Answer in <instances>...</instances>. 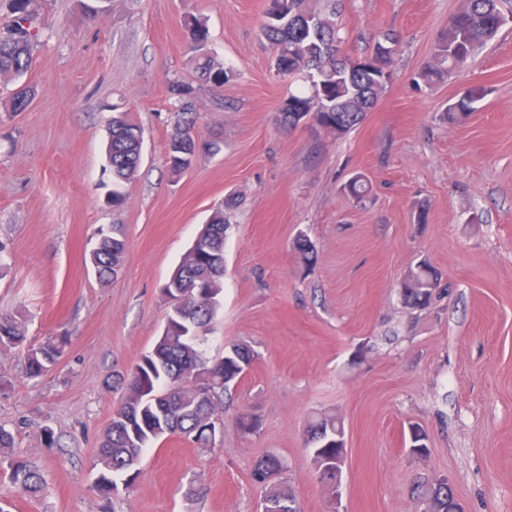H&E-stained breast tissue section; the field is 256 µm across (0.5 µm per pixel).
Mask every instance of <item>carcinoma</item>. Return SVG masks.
<instances>
[{"label":"carcinoma","mask_w":512,"mask_h":512,"mask_svg":"<svg viewBox=\"0 0 512 512\" xmlns=\"http://www.w3.org/2000/svg\"><path fill=\"white\" fill-rule=\"evenodd\" d=\"M11 21L0 33V77L13 79L25 74L32 65L40 43L35 0H9ZM262 32L275 50L274 67L288 77L303 75L312 92L297 91L285 99L279 114L285 127L310 118L315 125L336 137L360 125L389 86L383 73L393 72L394 55L384 56L379 47L398 43L397 36L386 33L365 57L370 67L349 74L341 55L342 39L336 24V7L320 8L315 0H267ZM512 21V0H464L461 9L448 20L436 43L432 63L414 78L415 84L431 85L454 70L464 68L476 51L493 39ZM192 61L201 76L216 87L229 80L231 71L211 54L209 31L197 19L187 23ZM170 94L178 103L175 135L180 142L168 141L166 156L171 174L180 176L195 162L199 153L220 151L214 141H203L197 133L194 90L174 81ZM487 92L473 87L448 104V123L465 120ZM31 87L23 85L13 95L14 112L30 104ZM143 132L124 117L112 118L108 128L107 165L112 180L108 201L114 208L127 200L125 186L137 175L142 161ZM343 190L360 201L368 194L367 181L352 177ZM229 224L224 211L215 212L183 255L164 287L173 301L166 312L165 325L150 352L122 374L111 377L109 385L125 389V399L115 410L97 450L93 488L103 496L118 491V485L131 487L140 475L144 453L162 438L177 435L199 448H212L216 434L206 426L221 424L224 395L243 377L253 361V353L240 343L224 347V356L216 361L206 357L204 345L223 295L224 240ZM126 252V238L116 226L100 229L89 252L96 276L107 280L118 274ZM438 275L425 260L410 269L400 284L402 303L416 310L430 308L438 295ZM25 337V324L12 315H0V344H16ZM68 339L48 336L25 353V372L29 378L45 376L64 356ZM307 447L322 480L336 474L323 468L327 463L337 469L344 462L345 431L341 420L322 414L310 425ZM412 452L428 451L427 436L417 425L410 426ZM6 465L11 492L35 495L44 486L43 474L15 451L13 433L0 427V465ZM287 466L275 454L257 461L252 480L264 485L265 512H298L294 495L285 486ZM426 512H456V496L443 477L434 483L426 499Z\"/></svg>","instance_id":"carcinoma-1"}]
</instances>
